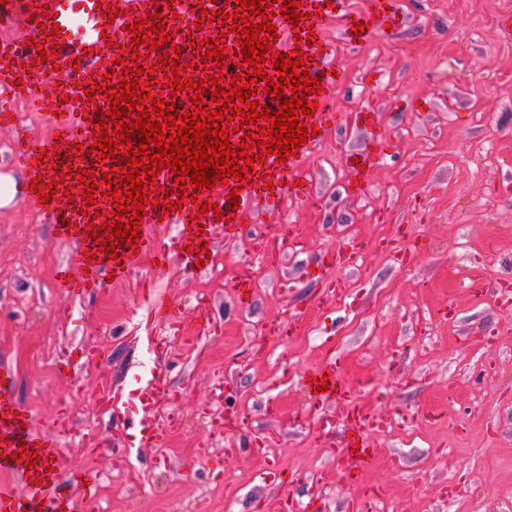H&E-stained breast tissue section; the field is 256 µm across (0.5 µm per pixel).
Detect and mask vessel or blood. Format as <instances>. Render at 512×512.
<instances>
[{"label":"vessel or blood","instance_id":"1","mask_svg":"<svg viewBox=\"0 0 512 512\" xmlns=\"http://www.w3.org/2000/svg\"><path fill=\"white\" fill-rule=\"evenodd\" d=\"M227 0H176L165 5L164 14L170 15L167 32L177 46H185L189 38H215L211 28H196L199 10H212L213 6H226ZM345 0H303L302 10L308 13V20L297 27H290L281 16L280 7H273V22L277 26L278 40L273 44L276 52L292 55L300 50L310 55L311 75L319 76L323 89L318 95L319 103L313 121L321 132L326 131L334 114L328 109L330 100L338 90L341 79L334 74L331 61L332 49L329 43L307 45L296 43L295 35L314 32L324 35L332 22H339L343 40L351 47L385 34L387 29H400L405 17L398 6V0H362L361 9L348 11ZM48 9L55 16L64 42L62 52L57 53L54 62H39L37 49L9 46L0 42V89L10 92L23 90L37 108L54 106L55 132L65 142L89 145L93 138V127L87 123L83 111L86 101L78 100V85L87 77H103L106 72L105 60L119 59L120 46L129 45L133 40L132 31L124 27L122 16L110 17L107 9L101 8L99 0H0V16L9 19L16 27L30 36L38 38L43 34L41 26L31 22L32 10ZM363 22L367 31L357 34L352 30L354 22ZM358 121L370 129L371 136L360 150V162L350 163L353 172L351 183L354 196L361 197L367 192V166L381 156L382 131L374 112H359ZM8 133L12 142L13 156L10 166L22 175L15 186L13 204L35 207L41 213L61 214L63 220L55 224L57 238L66 243L70 252L55 273V285L67 298L83 300L106 288L112 281L129 280L143 265L156 261L166 262L170 253L184 257V268L196 272L198 253L192 247L197 242L214 243L216 238L234 242L241 238L245 225L256 224L260 216L276 208L283 197L296 199L311 198L316 186L313 181L298 183L292 163L277 164L275 156L264 157L258 168L259 176L246 184L240 195L241 202L236 211L237 218L226 222L215 219L213 214L199 215L202 233L191 232V215H198L194 204H185L182 211L165 215L163 209L149 211L142 223L143 232L137 251L131 252L123 263L103 258L101 263L88 264L87 255L97 252L94 240L88 239L85 227L87 216L81 215V200H68L58 195L50 203L40 202L31 185L34 178L43 181H59L67 167L92 169L98 166L110 168L111 160L100 159L89 154L85 159L73 160L72 164H58L54 170L39 167L38 153L57 156L52 140L43 139L20 123L17 116L0 110V133ZM319 136L310 138L299 149L300 155L314 152L321 144ZM272 181L274 191H266L265 181ZM327 378L330 388L327 393H313L314 401L323 398L336 399L350 406V432L343 437V444L336 451V458L342 464L344 474L358 473L373 462L376 450L369 434L374 427L373 416L362 406L356 405L354 395L357 384L345 383L341 377V359L335 353H328L323 363L313 371L305 373V380ZM16 374L14 369L0 361V455L9 458L8 463L0 462V474L11 476V483H0V512H97L96 489L100 482L98 471L85 468L61 471L60 456L64 438L70 429L65 423H57L49 430L39 429L36 414L15 398ZM165 386L154 379L136 381L128 391H115L109 406L112 415L124 429L138 432L141 439L159 444L169 433L170 426L155 417L156 405L165 397ZM39 453L36 468L12 462L13 454L21 447ZM67 478L72 492L62 495L57 487L60 478Z\"/></svg>","mask_w":512,"mask_h":512}]
</instances>
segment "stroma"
I'll use <instances>...</instances> for the list:
<instances>
[{
  "instance_id": "35a3bbf8",
  "label": "stroma",
  "mask_w": 512,
  "mask_h": 512,
  "mask_svg": "<svg viewBox=\"0 0 512 512\" xmlns=\"http://www.w3.org/2000/svg\"><path fill=\"white\" fill-rule=\"evenodd\" d=\"M406 21L394 34L350 48L336 26L345 80L325 142L299 161L314 198H284L261 225L295 224L302 246L270 261L250 238L217 240L214 266L189 275L182 259L149 271L172 298L170 320L155 318L134 284L109 285L74 303L53 283L69 248L48 218L25 206L0 207V359L18 375L16 396L41 427L67 420L62 466L103 475L100 503L122 512H168L184 500L192 512H280L281 495L316 512H501L512 502V40L498 29L512 0H401ZM377 68L383 86L364 84ZM429 107L416 111L415 103ZM373 107L385 151L365 196H350L346 157L368 140L357 112ZM352 240L368 250L350 266L319 268L326 250ZM394 242L408 262L384 250ZM258 278L247 306L237 302L241 270ZM481 276L489 296H473ZM342 298L326 303L328 289ZM205 295L197 306L196 295ZM32 301L31 312L9 308ZM301 315L286 339L268 324ZM214 323L190 348L173 350L168 321ZM343 357L345 380L360 379L358 405L372 411L377 459L356 482L338 477L333 448L346 409L312 403L302 375L328 348ZM101 348L78 385L56 377L57 355ZM162 375L174 417L166 456L130 446L99 387ZM228 382L223 408L245 411L250 425L217 428L208 405L215 375ZM279 412L267 416L268 403ZM329 414L322 434L312 421ZM209 460V474L195 470Z\"/></svg>"
}]
</instances>
